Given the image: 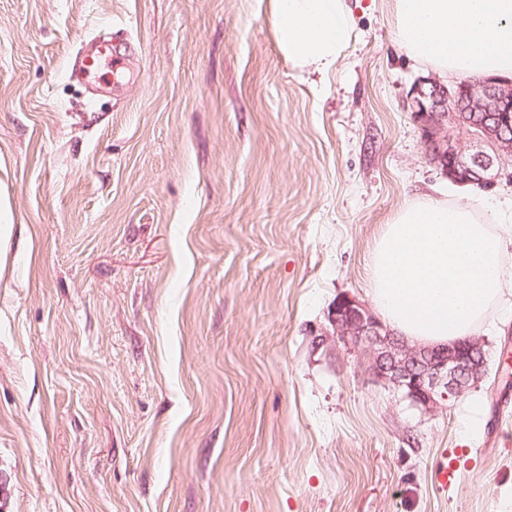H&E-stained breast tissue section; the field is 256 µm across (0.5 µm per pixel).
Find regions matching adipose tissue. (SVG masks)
<instances>
[{
    "label": "adipose tissue",
    "mask_w": 512,
    "mask_h": 512,
    "mask_svg": "<svg viewBox=\"0 0 512 512\" xmlns=\"http://www.w3.org/2000/svg\"><path fill=\"white\" fill-rule=\"evenodd\" d=\"M281 53L324 73L351 32L345 0H271ZM399 47L443 74L475 80L512 73V0H395Z\"/></svg>",
    "instance_id": "obj_1"
}]
</instances>
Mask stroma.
<instances>
[{"mask_svg": "<svg viewBox=\"0 0 512 512\" xmlns=\"http://www.w3.org/2000/svg\"><path fill=\"white\" fill-rule=\"evenodd\" d=\"M327 75L279 52L271 0H0V512H512V311L487 371L427 410L337 340L406 203L448 181L409 105L450 83L347 0ZM121 29L88 103L81 42ZM456 478L441 484L443 465Z\"/></svg>", "mask_w": 512, "mask_h": 512, "instance_id": "1", "label": "stroma"}]
</instances>
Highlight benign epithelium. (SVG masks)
<instances>
[{"label":"benign epithelium","mask_w":512,"mask_h":512,"mask_svg":"<svg viewBox=\"0 0 512 512\" xmlns=\"http://www.w3.org/2000/svg\"><path fill=\"white\" fill-rule=\"evenodd\" d=\"M410 107L427 135L430 161L450 182L485 189L495 184V163L512 155V78L448 85L423 80L412 89ZM449 125L465 129L468 143L443 135ZM328 319L337 338L368 345L378 379L426 409L435 408L439 397L462 396L484 376L480 337L441 347L412 346L349 297L336 300Z\"/></svg>","instance_id":"benign-epithelium-1"}]
</instances>
